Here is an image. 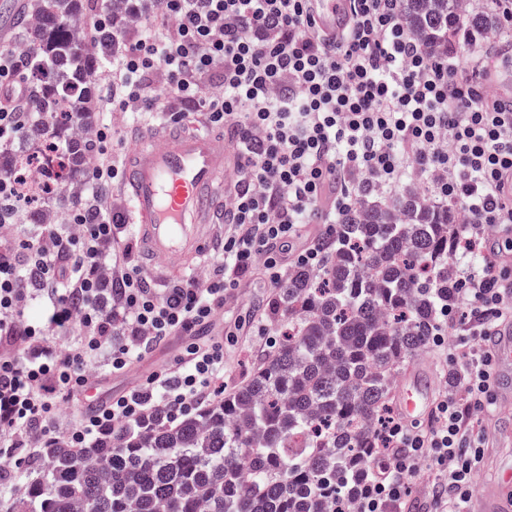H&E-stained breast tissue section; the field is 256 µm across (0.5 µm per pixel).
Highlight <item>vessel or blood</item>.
Returning <instances> with one entry per match:
<instances>
[{"label": "vessel or blood", "instance_id": "obj_1", "mask_svg": "<svg viewBox=\"0 0 512 512\" xmlns=\"http://www.w3.org/2000/svg\"><path fill=\"white\" fill-rule=\"evenodd\" d=\"M26 0H0V45L10 44L13 31L26 20ZM238 150L223 137L199 126L170 131L147 129L124 160V190L130 201L129 221L153 265L164 273H181L194 264L206 225L216 223L224 198V175L234 167ZM500 372L512 369V332L494 337ZM430 390L403 383L397 408L406 420L424 414ZM512 478L484 485L477 512H512L504 491Z\"/></svg>", "mask_w": 512, "mask_h": 512}]
</instances>
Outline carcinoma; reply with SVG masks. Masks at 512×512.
I'll return each instance as SVG.
<instances>
[{"label":"carcinoma","instance_id":"obj_1","mask_svg":"<svg viewBox=\"0 0 512 512\" xmlns=\"http://www.w3.org/2000/svg\"><path fill=\"white\" fill-rule=\"evenodd\" d=\"M17 46L38 88L41 139L82 187L93 164V75L109 39L80 32L83 0H36ZM403 22L431 54L451 34L489 39L500 23L462 0H403ZM8 174L35 155L19 140ZM462 209L416 185L387 202L363 196L336 225L320 269L278 289L283 327L273 352L234 393L175 422L156 414L87 448L37 454L25 489L0 490L6 512H354L382 456L399 366L430 347L452 288Z\"/></svg>","mask_w":512,"mask_h":512}]
</instances>
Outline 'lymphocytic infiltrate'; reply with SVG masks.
<instances>
[{"mask_svg": "<svg viewBox=\"0 0 512 512\" xmlns=\"http://www.w3.org/2000/svg\"><path fill=\"white\" fill-rule=\"evenodd\" d=\"M353 2L333 34L318 27L313 0H139L129 17L94 18L93 33L112 38L104 90L113 110H166L233 131L232 230L209 278L147 287L106 199L121 180L117 141L109 125L98 127L87 201L69 218L78 234L51 229L22 252L0 247L1 448L37 447L60 402L92 379L101 350L120 373L171 336L188 339L174 365L86 415L66 440L84 448L157 410L173 421L197 413L222 391L224 341L201 334L226 296L246 277L276 285L290 269L321 266L319 242L291 245L304 224L319 219L333 236L359 195H393L410 174L430 184L435 201L463 209L456 247L485 266L458 264L455 293L437 310L432 344L448 353L455 392L427 423L391 420L356 512H399L425 465L435 473L434 512H472L486 445L474 417L495 380L491 336L512 324V280L495 274L492 245L493 233L512 236V100L471 84L459 60L433 59L403 24L402 0ZM131 29L140 37L125 38ZM213 72L215 92L202 81ZM32 287L48 302L38 322L25 317ZM65 325L77 342L62 348L50 330ZM19 342L30 355L16 351Z\"/></svg>", "mask_w": 512, "mask_h": 512, "instance_id": "f902f5d3", "label": "lymphocytic infiltrate"}]
</instances>
